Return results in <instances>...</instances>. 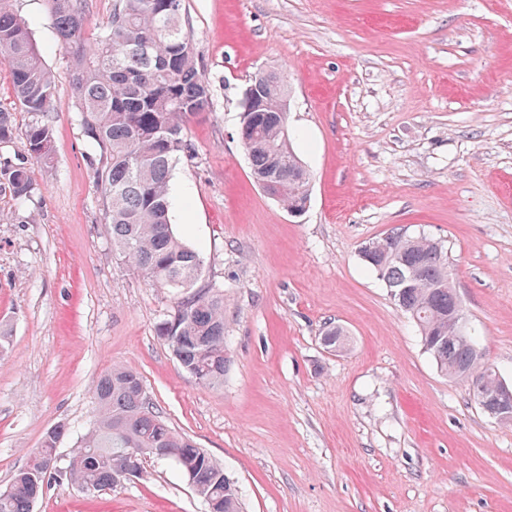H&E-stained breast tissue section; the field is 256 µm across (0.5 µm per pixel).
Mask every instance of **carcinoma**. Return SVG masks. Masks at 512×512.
Segmentation results:
<instances>
[{"instance_id":"obj_1","label":"carcinoma","mask_w":512,"mask_h":512,"mask_svg":"<svg viewBox=\"0 0 512 512\" xmlns=\"http://www.w3.org/2000/svg\"><path fill=\"white\" fill-rule=\"evenodd\" d=\"M184 0H120L108 29L93 46L73 57L72 89L85 137L99 149L95 170L103 196L105 224L120 259L155 285L178 297L157 336L173 351L197 383L224 384V294L193 291L203 257L171 224V172L188 151V118L209 106V84L200 72L184 24ZM52 18L62 47L81 40L86 0H51ZM0 58L7 61L16 100L30 120L24 135L31 157L54 160L48 120L56 93L52 73L41 60L29 28L12 0H0ZM258 111L243 113L239 138L255 182L276 181L285 208L310 201L311 176L288 136L281 102L288 86L275 72L250 82ZM13 114L0 110V143L12 139ZM8 183L18 201L33 190L28 168L20 164ZM368 269L391 292L395 303L416 323L421 342L441 372L451 379L467 371L479 377L487 408H495V377L473 356L470 346L453 340L448 307L459 301L444 245L427 236L393 230L361 248ZM331 348H345V330L323 334ZM97 415L70 452L67 463L45 470L58 457L64 428L49 431L28 464L0 491V512H32L44 486L55 477L98 492L116 485L134 449L164 448L180 473L207 497L208 512H243L239 487L204 449L181 435L154 410L135 370L114 365L94 389Z\"/></svg>"}]
</instances>
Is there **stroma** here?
Instances as JSON below:
<instances>
[{
  "instance_id": "stroma-1",
  "label": "stroma",
  "mask_w": 512,
  "mask_h": 512,
  "mask_svg": "<svg viewBox=\"0 0 512 512\" xmlns=\"http://www.w3.org/2000/svg\"><path fill=\"white\" fill-rule=\"evenodd\" d=\"M211 91L172 176L176 232L224 293V383L199 385L158 338L175 299L112 249L49 0H14L56 84L54 162L0 59V489L48 431L68 456L112 366L224 465L244 512H512V424L424 351L362 246L393 229L444 241L471 334L512 383V0H184ZM274 69L310 171L294 216L254 182L239 139L249 79ZM33 190L17 201L12 167ZM349 336L334 353L329 324ZM85 493L50 482L34 512H205L176 467ZM8 183L15 199L18 201L25 200L33 190L29 170L22 164L13 167L9 173Z\"/></svg>"
}]
</instances>
